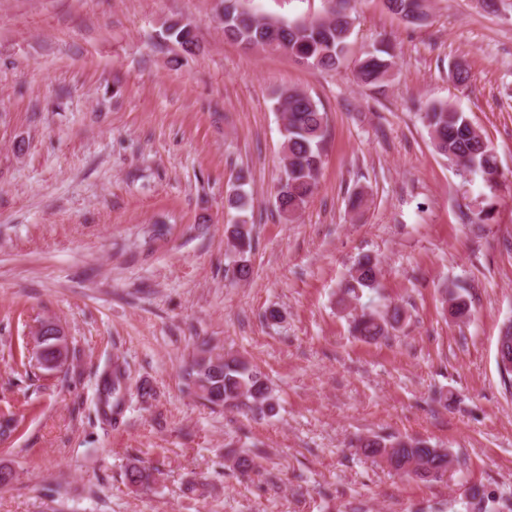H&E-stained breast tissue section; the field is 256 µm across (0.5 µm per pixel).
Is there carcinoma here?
Returning a JSON list of instances; mask_svg holds the SVG:
<instances>
[{
    "mask_svg": "<svg viewBox=\"0 0 512 512\" xmlns=\"http://www.w3.org/2000/svg\"><path fill=\"white\" fill-rule=\"evenodd\" d=\"M356 0H328L322 17L310 21H285L258 16L242 6V0H220V19L224 37L249 49L286 53L324 70H336L342 64L354 29ZM387 10L420 26L430 17L429 0H384ZM169 38L187 52L196 47L191 26L172 21L166 27ZM392 69V55L386 48L364 53L356 64L358 80L367 86L384 87ZM276 108L283 115L282 148L284 165L276 187L275 203L288 218L295 217L306 205L316 188L322 169V150L327 137V114L311 95L284 89L276 97ZM436 150L466 177L478 174L488 185L499 177L497 155L483 135L468 121L465 113L441 102H429L421 112ZM245 183L229 194L228 207L243 212L250 205ZM230 243L225 272L232 278L250 275L252 228L243 220H231L227 228ZM379 262L366 255L350 270L343 294L354 296L363 288L373 289L378 282ZM451 316L467 319L471 304L457 291L449 292ZM403 318L395 306L383 313L362 311L354 317L352 332L366 342L389 336ZM125 370L116 364L103 378L101 411L112 413V397L120 394ZM187 387L211 406L238 408L252 403L272 412L275 409L272 389L266 377L249 362L233 354L213 353L202 345L184 367ZM363 455L379 459L397 473H412L421 478L438 479L447 471L449 460L436 453V446L409 436H373L360 441ZM151 472L140 465L127 468L126 480L134 487L149 484Z\"/></svg>",
    "mask_w": 512,
    "mask_h": 512,
    "instance_id": "cac0c4a2",
    "label": "carcinoma"
}]
</instances>
